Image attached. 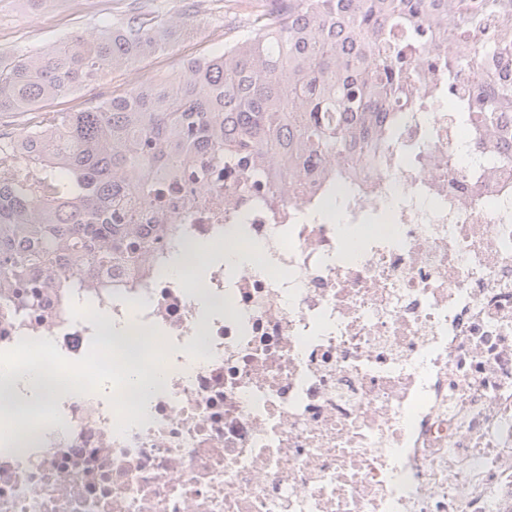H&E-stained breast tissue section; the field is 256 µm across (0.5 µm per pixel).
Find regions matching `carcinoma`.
Instances as JSON below:
<instances>
[{
    "mask_svg": "<svg viewBox=\"0 0 512 512\" xmlns=\"http://www.w3.org/2000/svg\"><path fill=\"white\" fill-rule=\"evenodd\" d=\"M182 14L134 16L92 38H60L0 62V115L36 110L0 144V304L36 273L112 265L148 253L139 224L112 223V203L158 205L160 183L198 172L199 152L247 168L273 199L312 163L376 155L393 133L388 112L417 103L418 51L450 36L448 104L472 123L484 150L503 149L512 121V0H288L250 20L220 55L178 63L123 95L78 112L49 101L168 50ZM483 61L473 96L455 90L461 63ZM16 153L25 164L6 163Z\"/></svg>",
    "mask_w": 512,
    "mask_h": 512,
    "instance_id": "carcinoma-1",
    "label": "carcinoma"
}]
</instances>
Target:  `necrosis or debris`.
Wrapping results in <instances>:
<instances>
[{"label":"necrosis or debris","instance_id":"4bbe7bcc","mask_svg":"<svg viewBox=\"0 0 512 512\" xmlns=\"http://www.w3.org/2000/svg\"><path fill=\"white\" fill-rule=\"evenodd\" d=\"M394 122L357 191L176 177L116 209L146 260L0 306V362L57 361L42 422L0 421V512H512V146L487 156L437 96ZM196 240L262 249L204 269L207 315L165 273ZM134 353L163 375L145 412L86 366Z\"/></svg>","mask_w":512,"mask_h":512}]
</instances>
